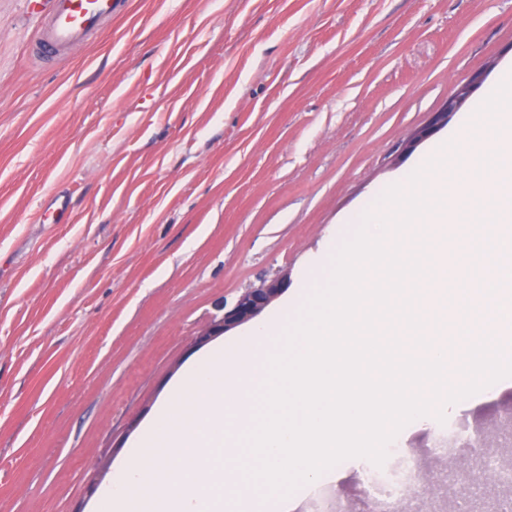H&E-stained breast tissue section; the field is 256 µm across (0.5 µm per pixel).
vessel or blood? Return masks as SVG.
I'll return each instance as SVG.
<instances>
[{
  "instance_id": "obj_1",
  "label": "vessel or blood",
  "mask_w": 512,
  "mask_h": 512,
  "mask_svg": "<svg viewBox=\"0 0 512 512\" xmlns=\"http://www.w3.org/2000/svg\"><path fill=\"white\" fill-rule=\"evenodd\" d=\"M123 0H25L32 23L30 48L46 57L68 55L110 23Z\"/></svg>"
}]
</instances>
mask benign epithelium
<instances>
[{
    "instance_id": "obj_1",
    "label": "benign epithelium",
    "mask_w": 512,
    "mask_h": 512,
    "mask_svg": "<svg viewBox=\"0 0 512 512\" xmlns=\"http://www.w3.org/2000/svg\"><path fill=\"white\" fill-rule=\"evenodd\" d=\"M483 79L477 76L471 82L454 89L444 102L442 108L434 113L431 122L415 131L406 141L403 151L411 152L424 140L434 128L448 121V115L458 111L469 95ZM288 272L279 271L265 277L257 286L243 289L235 301L224 305L222 314L214 317L195 337L194 344L201 345L215 336H220L242 324L256 319L260 313L288 288Z\"/></svg>"
}]
</instances>
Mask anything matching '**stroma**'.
<instances>
[{"label":"stroma","mask_w":512,"mask_h":512,"mask_svg":"<svg viewBox=\"0 0 512 512\" xmlns=\"http://www.w3.org/2000/svg\"><path fill=\"white\" fill-rule=\"evenodd\" d=\"M84 49L30 57L0 0V512H97L127 450L202 349L193 336L282 268L296 318L384 190L421 167L512 66V0H124ZM484 80L410 154L451 91ZM71 196L66 224L45 221ZM506 397L410 422L402 512H501L512 488L446 470L475 429L512 444ZM365 462L299 490L366 512Z\"/></svg>","instance_id":"obj_1"}]
</instances>
